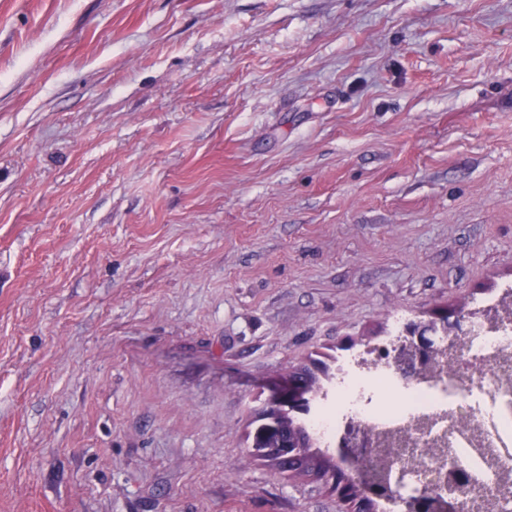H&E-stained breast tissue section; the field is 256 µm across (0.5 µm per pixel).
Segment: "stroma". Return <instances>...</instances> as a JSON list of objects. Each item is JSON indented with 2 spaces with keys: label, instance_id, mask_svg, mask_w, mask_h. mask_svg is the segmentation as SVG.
<instances>
[{
  "label": "stroma",
  "instance_id": "stroma-1",
  "mask_svg": "<svg viewBox=\"0 0 512 512\" xmlns=\"http://www.w3.org/2000/svg\"><path fill=\"white\" fill-rule=\"evenodd\" d=\"M509 283L512 0H0V512H343L263 399Z\"/></svg>",
  "mask_w": 512,
  "mask_h": 512
}]
</instances>
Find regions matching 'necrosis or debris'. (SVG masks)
Returning <instances> with one entry per match:
<instances>
[{
	"label": "necrosis or debris",
	"mask_w": 512,
	"mask_h": 512,
	"mask_svg": "<svg viewBox=\"0 0 512 512\" xmlns=\"http://www.w3.org/2000/svg\"><path fill=\"white\" fill-rule=\"evenodd\" d=\"M406 315L388 336L337 357L335 377L303 420L323 448L368 449L380 512H512V284L475 303L461 329L422 357Z\"/></svg>",
	"instance_id": "1"
}]
</instances>
